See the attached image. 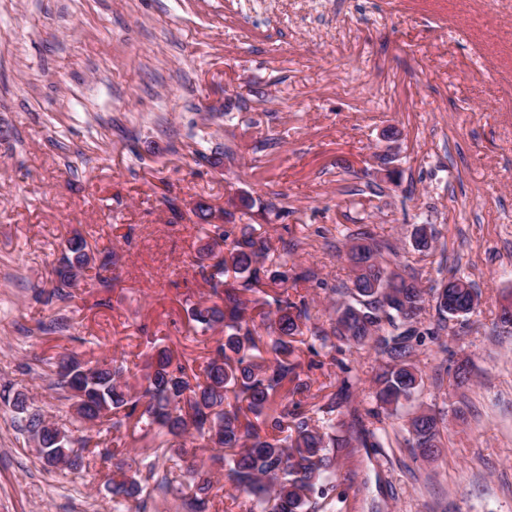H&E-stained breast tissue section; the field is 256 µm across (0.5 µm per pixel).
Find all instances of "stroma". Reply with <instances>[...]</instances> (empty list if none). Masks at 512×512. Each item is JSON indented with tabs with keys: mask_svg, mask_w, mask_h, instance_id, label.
Returning a JSON list of instances; mask_svg holds the SVG:
<instances>
[{
	"mask_svg": "<svg viewBox=\"0 0 512 512\" xmlns=\"http://www.w3.org/2000/svg\"><path fill=\"white\" fill-rule=\"evenodd\" d=\"M214 224L250 226L307 303L305 364L358 229L423 288L472 281L465 318L440 322L426 298L437 338L413 358L421 390L379 423L381 447L337 456L336 482L348 512H512V334L498 322L512 301V0H0V512H114L113 461L45 465L10 399L153 455L149 426L77 422L55 364L123 357L136 389L152 338L202 364L224 331L186 308L209 298L198 267L221 256ZM76 232L112 252L113 282L85 279L62 302L50 280ZM60 317L65 330L43 332ZM346 359L344 409L361 414L379 362ZM423 409L444 418L429 458L404 443ZM182 442L175 463L205 471L221 491L206 512H224L223 464Z\"/></svg>",
	"mask_w": 512,
	"mask_h": 512,
	"instance_id": "obj_1",
	"label": "stroma"
}]
</instances>
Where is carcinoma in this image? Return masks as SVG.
Instances as JSON below:
<instances>
[{
    "label": "carcinoma",
    "instance_id": "obj_1",
    "mask_svg": "<svg viewBox=\"0 0 512 512\" xmlns=\"http://www.w3.org/2000/svg\"><path fill=\"white\" fill-rule=\"evenodd\" d=\"M214 234L224 255L209 267L200 266V274L223 304L193 303L187 313L203 330L224 327V340L201 371L153 341L146 385L136 393L123 382L126 368L116 360L90 366L75 355L61 359L53 387L69 393L67 399L85 423L117 428L135 417L157 426L164 436L180 438L195 431L224 451V476L243 494L242 501L232 497L242 512H322L329 501L345 505L347 496L336 492V453L355 444L375 446L377 428L358 418L355 434H336L334 420L355 381L353 369L340 356L352 347L374 349L382 367L370 395L373 407L365 416L379 423L381 416L393 415L423 383L412 357L424 337L435 336L414 320L423 310L426 292L414 271H389L383 253L395 254L390 246L376 241L367 230L356 233L347 252V260L354 262L351 285L343 291L348 300L336 305L332 328L336 342L331 344V361L345 377L338 391L320 396L310 411H302L301 398L310 392L311 383L301 378L293 342L302 334L301 325L310 320L307 303L292 301L281 292L270 300L263 297L261 285L271 288L282 280L265 268V249L248 227L234 236L216 225ZM91 269L99 283L109 284V262L96 263L88 242L75 233L66 240L55 267L53 295L62 302L71 300L73 288ZM458 282L452 298L471 312L473 297L480 293L471 281L460 277ZM270 303L276 305L272 319L264 311ZM261 327L267 335L265 357L260 354ZM13 406L24 415L25 429L37 440L40 457L49 466L62 463L76 468L86 457L112 459L123 454L121 448H102L90 438L73 439L67 428L29 411L24 398L15 397ZM251 415L262 424L253 423ZM438 423L437 415L429 411L413 416L407 445L424 455L438 447ZM158 468L157 457L142 471L131 472L119 464L107 488L114 498L127 500L140 496L144 483L152 479L154 489L165 493L171 481L168 475H159ZM188 472L198 482L185 496V504L192 512H205L201 494L209 491L211 482L196 468Z\"/></svg>",
    "mask_w": 512,
    "mask_h": 512
}]
</instances>
